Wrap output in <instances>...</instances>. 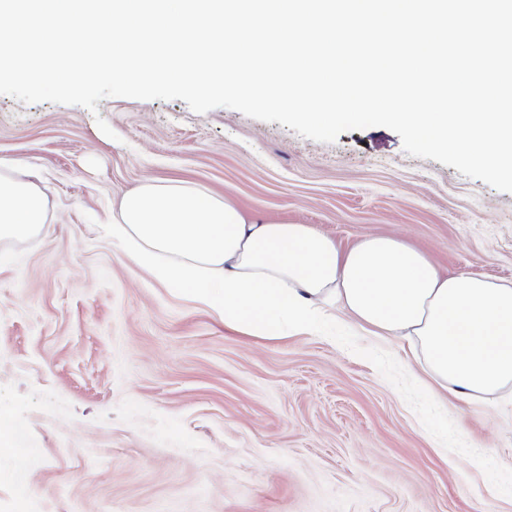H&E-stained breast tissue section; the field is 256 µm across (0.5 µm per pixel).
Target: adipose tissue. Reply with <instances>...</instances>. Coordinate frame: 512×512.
Instances as JSON below:
<instances>
[{"label":"adipose tissue","instance_id":"1","mask_svg":"<svg viewBox=\"0 0 512 512\" xmlns=\"http://www.w3.org/2000/svg\"><path fill=\"white\" fill-rule=\"evenodd\" d=\"M21 167L0 158V239L28 238L46 222V200ZM112 237L153 280L242 335H312L328 317L407 341L454 395L512 385V286L442 274L394 237L344 249L312 225L261 222L198 184L153 180L123 194Z\"/></svg>","mask_w":512,"mask_h":512}]
</instances>
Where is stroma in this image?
I'll list each match as a JSON object with an SVG mask.
<instances>
[{"label":"stroma","mask_w":512,"mask_h":512,"mask_svg":"<svg viewBox=\"0 0 512 512\" xmlns=\"http://www.w3.org/2000/svg\"><path fill=\"white\" fill-rule=\"evenodd\" d=\"M0 157L48 201L38 233L0 240V512H512V388L453 397L397 341L329 321L240 335L110 230L122 192L185 179L345 249L390 235L512 283V194L386 127L321 143L180 99L0 95Z\"/></svg>","instance_id":"obj_1"}]
</instances>
